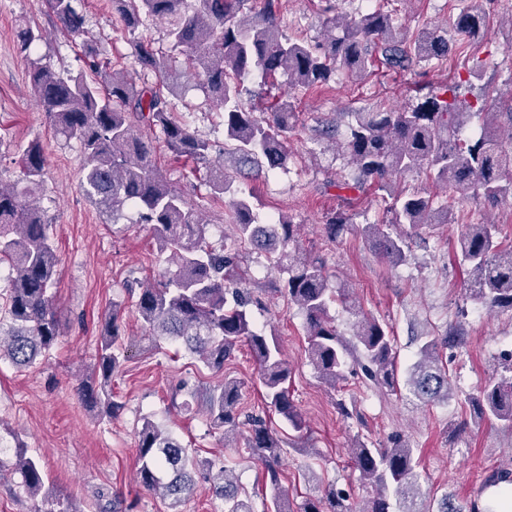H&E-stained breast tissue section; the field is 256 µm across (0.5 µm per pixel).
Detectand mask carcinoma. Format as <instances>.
<instances>
[{
	"label": "carcinoma",
	"instance_id": "cac0c4a2",
	"mask_svg": "<svg viewBox=\"0 0 512 512\" xmlns=\"http://www.w3.org/2000/svg\"><path fill=\"white\" fill-rule=\"evenodd\" d=\"M77 2L52 0L49 11L64 33L83 37L85 16ZM485 2L463 0L459 13L447 24L426 25L415 32L397 25L387 11L348 15L328 3L321 10L324 37L305 41L282 34L277 0H265L263 11L251 19L244 17L247 0H110L112 13L131 33L144 15L168 20L172 50L180 51L198 69L202 88L224 110L226 146L243 165L268 170L286 166L295 102L288 95L260 113L246 108L242 97L250 93L244 85L249 75L257 71L271 81L284 77L296 91L323 86L341 69L364 80L372 74L378 55L391 68L427 69L448 57L452 48L464 51L483 37ZM41 37L39 29L29 24L20 27L18 50L30 53ZM83 48L90 73L56 72L34 62L30 83L56 135L81 144L86 194L114 219L125 206H134L141 223L152 226L159 252L168 254L175 266L145 285L135 301L152 343L176 342L216 371L224 369L240 345H246L258 366L264 400L293 428H302L288 392L291 370L279 336L254 329L249 312L261 305L260 299L245 288L230 287L246 276L238 251L207 240V224L200 212L157 172L152 143L136 133L137 125H146L174 156L207 165V184L214 193L231 191L224 163L211 160V143L174 116L172 103L162 93L178 87L181 71L176 57L135 41L132 66L155 78V84L139 88L111 67L93 41H83ZM479 78L480 72L470 69L466 78L419 95L401 109L347 113V131L338 150L347 157L351 173L338 187L360 190L368 185L391 192L389 217L365 224L361 231L394 266L407 260V236L398 228L454 223L448 206L436 207L419 193L391 191L394 176L422 170L436 183L470 192L490 204L512 201V99L505 103L483 94L478 107L483 123L478 131L463 135L474 113L472 105L457 103L456 90ZM20 166L17 182L8 187L0 184V262L8 261L14 272L9 288L0 293V360L23 368L49 352L61 336V326L51 292L59 260L48 224L29 200L44 176L39 139L22 148ZM251 198L253 194L241 191L230 198L235 242L263 251L274 267L287 274L279 290L304 316L308 356L321 380L336 387L347 364L348 343L329 315V304L338 300L354 320L356 361L364 377L374 388L397 389L394 337L387 324L366 312L349 289L328 287L326 265L301 249L299 225L291 216L283 214L276 222L263 224ZM348 223L347 213L337 210L327 216L324 232L334 240ZM498 235V225L484 222L464 225L458 239L461 260L470 269L466 293L488 313L512 312V244L503 246ZM99 330L100 344L76 393L100 420L109 422L123 409L112 392V377L126 360L120 306H112ZM459 340L458 333L450 330L446 336L428 337L420 346L406 377L408 391L420 401L448 399L451 382L440 353ZM499 359L511 375L488 379L468 402L478 418L512 428V349L502 351ZM242 387V381L226 377L206 392L200 404L210 429L223 433L228 442L243 439L251 456L263 465L275 490L266 512H290L279 481L284 441L261 417L241 416ZM191 398L197 399L196 388L184 381L172 390L171 406L188 409ZM352 462L360 481L376 490L370 505L360 512H432L423 506L419 461L405 439L398 436L379 445L358 441ZM15 470L26 493L38 497L45 474L40 461L22 444L16 446ZM136 475L145 490L168 501L170 512H180V504L197 492L201 482L224 500L225 512H254L251 499L241 496L234 469L214 468L210 460L190 453L171 430L148 417L137 432ZM38 512L80 510L65 496L56 495L42 498ZM299 512L353 509L346 491L330 484L322 494L306 499ZM437 512L495 510L489 503L481 508L475 501L465 508L445 493Z\"/></svg>",
	"mask_w": 512,
	"mask_h": 512
}]
</instances>
